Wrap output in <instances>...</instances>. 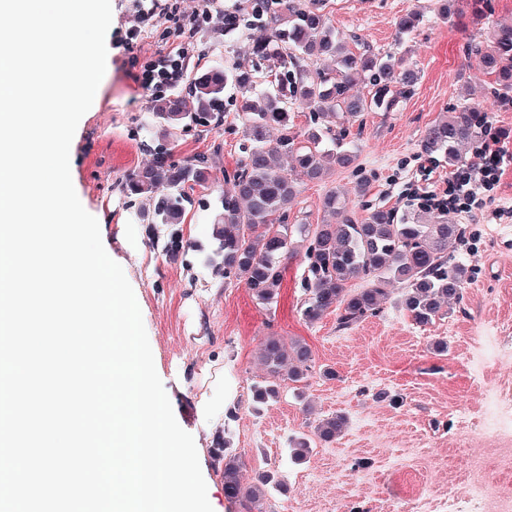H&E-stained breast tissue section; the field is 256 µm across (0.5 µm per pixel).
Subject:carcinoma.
Segmentation results:
<instances>
[{
  "label": "carcinoma",
  "instance_id": "obj_1",
  "mask_svg": "<svg viewBox=\"0 0 512 512\" xmlns=\"http://www.w3.org/2000/svg\"><path fill=\"white\" fill-rule=\"evenodd\" d=\"M242 10L263 32L254 54L270 61L275 78L272 89L239 66L212 69L191 80L190 94H171L154 105V116L170 130L190 125L207 128L224 122V93L234 88L256 93L263 106L243 105L241 120L247 140L240 165L224 175L229 188L219 196L213 220L212 243L205 249L184 239L180 224L191 199L187 190L206 187L211 158L205 154L177 159L171 147H156L151 164L125 178L132 196L153 202L152 223L165 228L162 255L175 261L191 250L203 254L204 265L224 279L248 288L258 304L277 301L284 280L286 260L301 244L306 264L303 317L313 324L328 311H337L338 327L347 330L380 312L388 286H403L402 302L412 320L426 325L464 310L469 271L452 260L448 244L464 241L466 229L433 213L424 218L394 208H376L358 219L348 201L331 191L323 207L336 216L331 224H290L288 205L295 188L275 159L291 160L311 180H321L333 167H347L355 155L343 147V135L333 130L336 119L355 122L368 112H393L414 90L418 71L394 54L345 48L316 0H243ZM422 14L410 12L397 24L403 41L420 23ZM469 54L493 76L491 95L512 102V24H496L486 38L473 40ZM362 82L368 96L350 93ZM312 105L313 126L294 124L295 109ZM481 109L464 105L431 124L423 136L426 153L437 155L453 168L462 163L466 149L482 133ZM362 279L367 287L348 288ZM260 357L269 380L254 387L257 403L279 398L285 382L306 381L313 370L312 351L300 341L285 344L279 336H267ZM342 415L322 418L316 435L331 441L344 429ZM214 452L224 460V495L243 512H262L269 490L280 486L278 474L260 473L251 484L242 480V462L219 435Z\"/></svg>",
  "mask_w": 512,
  "mask_h": 512
}]
</instances>
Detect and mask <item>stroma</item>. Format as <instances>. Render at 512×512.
Wrapping results in <instances>:
<instances>
[{
    "mask_svg": "<svg viewBox=\"0 0 512 512\" xmlns=\"http://www.w3.org/2000/svg\"><path fill=\"white\" fill-rule=\"evenodd\" d=\"M107 65L98 99L81 118L73 138L70 172L83 207L99 222L103 245L133 287L156 370L179 425L203 453L199 462L214 512H242L224 495V480L208 453L216 428L243 462V476L277 472L282 486L267 495L265 512H447L448 495L467 497L484 488L482 512H512V216L498 222L456 215L463 242L448 251L470 271L463 311L416 324L404 310L402 287H394L377 316L349 330L335 313L308 323L302 256L288 262L276 303L257 305L244 285L224 283L190 252L166 260L153 245L160 227L139 214L140 204L122 186L124 176L147 165L153 149L170 144L180 157L213 159L210 189H195L182 232L200 243L211 239V208L224 190L225 172L242 157L240 92L224 95V122L166 136L153 116V98L131 73L165 49L167 20H152L133 54L116 49L126 31L129 0H111ZM482 22L471 13L443 16L439 0H323L329 24L347 39L348 50L365 44L406 57L420 73L398 111L372 112L346 126L345 144L354 166L335 168L319 182L287 169L297 195L289 223L324 224L331 217L321 200L334 190L349 198L357 216L377 207H398L425 186L421 140L426 128L468 102L512 149V108L497 105L492 78L466 54L471 39L497 23L512 24V0H489ZM423 15L404 41L396 24L410 11ZM188 47V74L239 64L250 69L257 35L251 18L225 35L220 20H197ZM363 195H355L360 177ZM309 345L314 369L307 383H291L264 405L252 397L266 372L258 359L265 336ZM195 351L192 360L179 359ZM236 418H228V410ZM341 414L346 426L330 442L314 438L320 418ZM311 436L313 450L295 461L292 439Z\"/></svg>",
    "mask_w": 512,
    "mask_h": 512,
    "instance_id": "stroma-1",
    "label": "stroma"
}]
</instances>
